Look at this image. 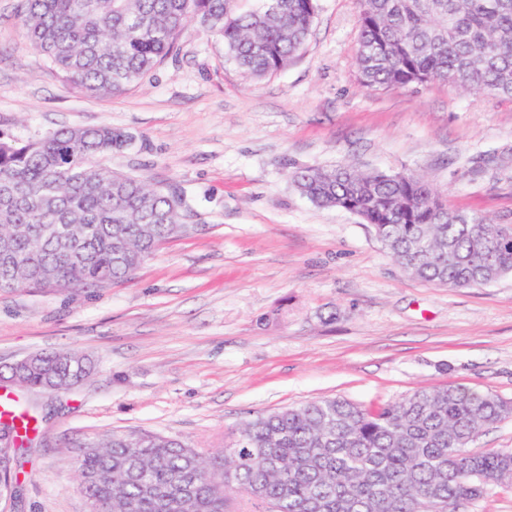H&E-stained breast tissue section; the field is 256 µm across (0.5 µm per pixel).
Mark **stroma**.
<instances>
[{"instance_id":"obj_1","label":"stroma","mask_w":512,"mask_h":512,"mask_svg":"<svg viewBox=\"0 0 512 512\" xmlns=\"http://www.w3.org/2000/svg\"><path fill=\"white\" fill-rule=\"evenodd\" d=\"M0 0V133L27 141L109 126L130 142L99 166L177 194L187 231L132 279L90 290L0 289V365L68 350L91 373L39 405L17 499L0 512H87L79 445L138 431L210 452L246 420L326 397L376 408L421 386L512 401V275L480 288L405 273L373 228L318 206L298 167L415 172L453 208L512 225V98L449 83L358 80V0H320L283 70L255 79L189 28L130 90L89 99L34 52Z\"/></svg>"}]
</instances>
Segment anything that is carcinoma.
Instances as JSON below:
<instances>
[{
	"label": "carcinoma",
	"mask_w": 512,
	"mask_h": 512,
	"mask_svg": "<svg viewBox=\"0 0 512 512\" xmlns=\"http://www.w3.org/2000/svg\"><path fill=\"white\" fill-rule=\"evenodd\" d=\"M318 0H21L30 46L87 98L120 94L179 53L195 23L253 78L284 68L308 40ZM355 64L362 86L429 82L512 97V0H360ZM128 144L108 126H71L35 141L0 134V226L14 254L0 288L62 290L129 280L160 245L185 230L180 203L143 179L94 164ZM296 190L318 206L354 212L407 273L438 286L478 288L512 274V238L484 215L447 206L412 172L351 165L300 168ZM43 224H69L49 240ZM88 372L70 352L40 353L23 378L59 390ZM512 404L464 386H421L368 410L323 398L259 415L228 448L204 457L181 441L114 434L89 442L76 466L90 502L112 512H228L245 495L255 512H454L495 487L512 486V450L472 451ZM38 419L9 416L15 443L32 442Z\"/></svg>",
	"instance_id": "obj_1"
}]
</instances>
